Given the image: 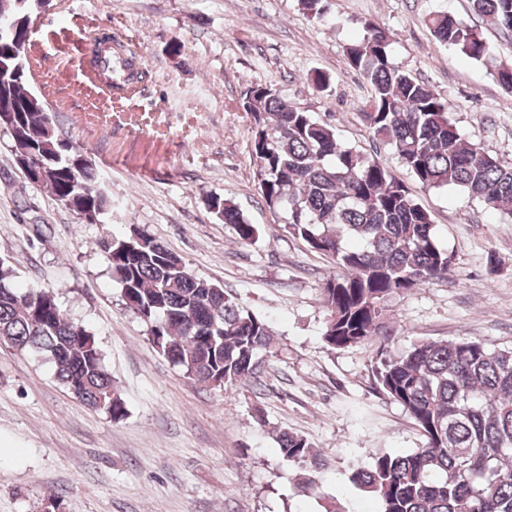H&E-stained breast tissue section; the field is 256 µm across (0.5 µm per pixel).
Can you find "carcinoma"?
<instances>
[{"label":"carcinoma","instance_id":"1","mask_svg":"<svg viewBox=\"0 0 512 512\" xmlns=\"http://www.w3.org/2000/svg\"><path fill=\"white\" fill-rule=\"evenodd\" d=\"M471 11L512 34V0H469ZM33 0H0V11L32 22ZM435 40L493 72L512 93V67L500 64L474 26L450 14L428 19ZM388 28L367 20L344 49L349 69L372 88L359 107L367 130L388 146L426 190L453 185L488 210L512 218V164L461 137L452 105L429 85L396 66ZM15 106L8 133L15 158L38 157L46 187L69 210L103 222L111 201L95 164L75 161L77 150L59 137L53 115L30 97L26 67L0 70V98ZM250 151L259 195L283 215L289 235L329 257L336 272L324 280L323 339L334 349L377 345L371 364L379 391L398 404L424 437L406 453L380 451L351 481L375 498L378 512H512V347H489L468 337L416 340L402 351L388 341L385 301L448 276L452 256L428 211L378 157L341 142L269 86L245 92ZM208 208L233 226L238 242L258 237L233 200L212 195ZM99 245L125 305L148 328V340L185 375L232 390L258 379L270 348L265 319L224 289L193 274L158 239L131 225L124 240ZM0 258V341L45 355L58 380L84 405L121 420L127 414L101 349L84 327L68 320L54 293L19 290ZM280 453L306 469L299 482L313 491L322 463L307 438L283 431Z\"/></svg>","mask_w":512,"mask_h":512}]
</instances>
